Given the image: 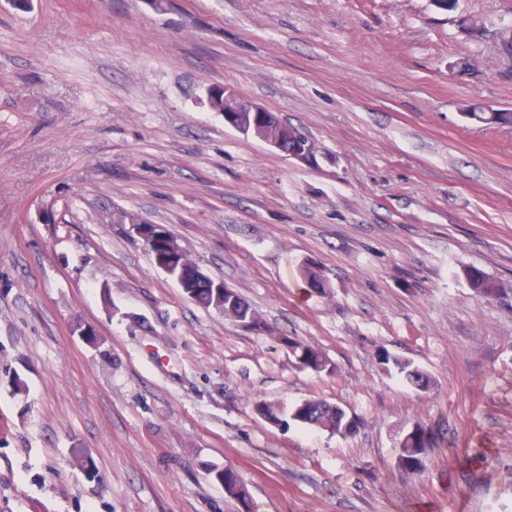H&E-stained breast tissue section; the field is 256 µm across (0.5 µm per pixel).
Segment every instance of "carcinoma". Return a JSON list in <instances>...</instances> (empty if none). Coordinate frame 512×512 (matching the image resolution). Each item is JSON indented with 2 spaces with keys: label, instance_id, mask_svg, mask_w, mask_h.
I'll use <instances>...</instances> for the list:
<instances>
[{
  "label": "carcinoma",
  "instance_id": "carcinoma-1",
  "mask_svg": "<svg viewBox=\"0 0 512 512\" xmlns=\"http://www.w3.org/2000/svg\"><path fill=\"white\" fill-rule=\"evenodd\" d=\"M463 30L467 37L473 42H480L487 37L488 29L483 21L476 17L465 19ZM465 115L471 120L486 125H501L505 116L498 110H486L481 106L469 105ZM147 246L151 253L155 254L158 261L166 262L172 258V241L169 238L150 237ZM302 280L310 288L324 292L328 287V281L323 270L311 263H304L298 268ZM464 276L472 290L480 296L493 299L507 293V288L499 281L487 276L481 269L468 267L464 269ZM180 288L191 299L206 309H212L224 316V319L235 321L239 318H251L257 321L258 332L266 331V326L255 311L237 293L226 292L224 283L213 279L199 277L196 264L188 258H183L180 276L178 280ZM303 349L302 367L316 373L322 372L320 366L329 365L330 361L317 349L301 344ZM377 364L384 371L396 369L404 375L410 384L426 389L431 384V377L428 373L413 365L409 360L403 359L387 348L381 347L376 352ZM302 411L297 413L294 420L301 424L326 430L332 434L340 430L343 421L344 408L338 404H331L323 399H305ZM429 439L426 432L417 428L406 435L400 442V462L407 470H419L424 466ZM208 475L224 487V492L237 499L244 507L249 509V493L240 482L234 469L229 466L212 467L208 469Z\"/></svg>",
  "mask_w": 512,
  "mask_h": 512
}]
</instances>
